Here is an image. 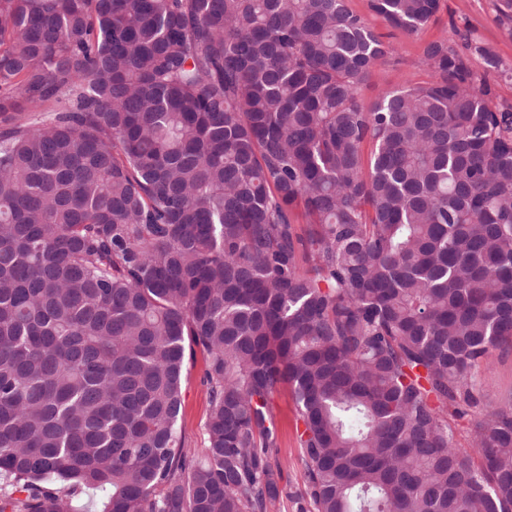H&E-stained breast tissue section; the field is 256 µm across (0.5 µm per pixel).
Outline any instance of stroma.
I'll return each mask as SVG.
<instances>
[{"instance_id":"35a3bbf8","label":"stroma","mask_w":512,"mask_h":512,"mask_svg":"<svg viewBox=\"0 0 512 512\" xmlns=\"http://www.w3.org/2000/svg\"><path fill=\"white\" fill-rule=\"evenodd\" d=\"M501 0H441V10L435 21L415 34L392 28L371 7V0H348L349 8L360 15L384 41L392 53L375 68L361 97L365 104L375 103L386 91L415 85L426 79L421 65L425 46L436 39H447L449 46L460 47V32L472 35L494 49L503 66L512 67V36L508 23L497 10ZM206 359L195 352L186 359L182 385V406L178 427L190 449H201L202 427L209 412V403L202 384ZM478 411H486L512 400V350L491 353L478 373ZM279 444L277 456L283 466V495L276 512H297L296 499L304 491V467L296 436V411L287 391L275 393Z\"/></svg>"}]
</instances>
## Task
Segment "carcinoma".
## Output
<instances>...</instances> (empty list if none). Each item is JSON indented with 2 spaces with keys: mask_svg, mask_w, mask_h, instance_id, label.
Here are the masks:
<instances>
[{
  "mask_svg": "<svg viewBox=\"0 0 512 512\" xmlns=\"http://www.w3.org/2000/svg\"><path fill=\"white\" fill-rule=\"evenodd\" d=\"M391 52L347 0H0V512H270L281 389L298 512H512V401L451 425L512 348V105L437 40L367 107ZM205 369L204 354L197 348L193 356H189L187 351L178 427L185 441V448L196 451L203 448L202 427L209 412V403L202 384ZM279 444L277 456L283 466V495L276 512H297L296 499L304 492V467L296 436V411L286 390H279L273 398Z\"/></svg>",
  "mask_w": 512,
  "mask_h": 512,
  "instance_id": "1",
  "label": "carcinoma"
}]
</instances>
